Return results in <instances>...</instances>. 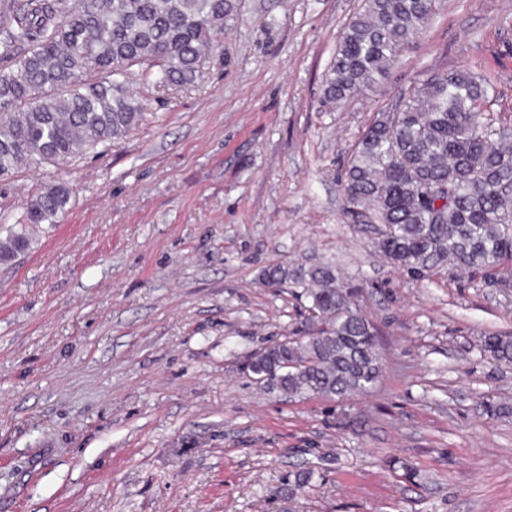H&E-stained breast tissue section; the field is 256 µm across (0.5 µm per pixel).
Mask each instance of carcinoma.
Masks as SVG:
<instances>
[{
    "label": "carcinoma",
    "mask_w": 512,
    "mask_h": 512,
    "mask_svg": "<svg viewBox=\"0 0 512 512\" xmlns=\"http://www.w3.org/2000/svg\"><path fill=\"white\" fill-rule=\"evenodd\" d=\"M441 0H363L338 35L322 106L332 111L373 90L429 25ZM238 0H0V178L76 159L120 139L142 117L136 81L191 85L202 58L238 15ZM483 74L430 68L376 113L342 177L347 211L383 226L377 246L423 274L445 263L492 272L512 261V114L491 110ZM71 198L60 183L30 198L20 229L0 240V263L32 245L27 227L54 224ZM270 286L288 269L262 272ZM322 328L285 337L248 371L292 396L346 399L382 375L376 328L356 304L358 290L330 266L293 278ZM481 348L512 363V339L488 334Z\"/></svg>",
    "instance_id": "cac0c4a2"
}]
</instances>
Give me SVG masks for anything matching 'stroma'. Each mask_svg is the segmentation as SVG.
Segmentation results:
<instances>
[{
  "mask_svg": "<svg viewBox=\"0 0 512 512\" xmlns=\"http://www.w3.org/2000/svg\"><path fill=\"white\" fill-rule=\"evenodd\" d=\"M361 0H241L194 84L135 85L122 139L0 181L18 218L72 197L0 264V512H512V264L491 277L394 266L345 214L341 176L373 112L429 67L490 75L512 111V0H447L391 76L320 108ZM327 264L360 288L382 377L288 396L245 359L305 319L262 270ZM310 481L296 496L297 474ZM71 198L70 189L60 183L41 186L30 198L24 215L17 220L20 229H10L0 240V263L8 264L25 253L32 245L27 227L37 224H54L62 215ZM481 348L485 353H488L493 359L499 362L512 363L511 338L488 334L483 336Z\"/></svg>",
  "mask_w": 512,
  "mask_h": 512,
  "instance_id": "35a3bbf8",
  "label": "stroma"
}]
</instances>
